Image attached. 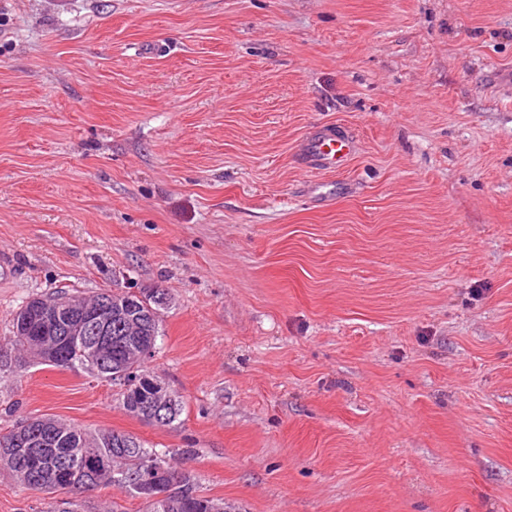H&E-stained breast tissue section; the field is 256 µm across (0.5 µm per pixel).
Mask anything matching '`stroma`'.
Wrapping results in <instances>:
<instances>
[{"instance_id": "obj_1", "label": "stroma", "mask_w": 512, "mask_h": 512, "mask_svg": "<svg viewBox=\"0 0 512 512\" xmlns=\"http://www.w3.org/2000/svg\"><path fill=\"white\" fill-rule=\"evenodd\" d=\"M60 288L167 293L183 411L27 357L0 433L131 434L234 512H512V0H0V348ZM354 148V142L346 133L323 127L303 141L301 155L306 164L335 172L348 166Z\"/></svg>"}]
</instances>
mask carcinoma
Returning a JSON list of instances; mask_svg holds the SVG:
<instances>
[{"label": "carcinoma", "mask_w": 512, "mask_h": 512, "mask_svg": "<svg viewBox=\"0 0 512 512\" xmlns=\"http://www.w3.org/2000/svg\"><path fill=\"white\" fill-rule=\"evenodd\" d=\"M119 302L123 312L120 315L112 314V344L103 351L102 363L87 365L88 350L80 342L63 347L61 359L68 369L86 368L101 378L123 386V409L152 424L155 406L152 393L145 385V379L150 374L142 368L137 369L136 374L143 378L137 385L132 383L131 377L119 375L127 363V352L120 340L128 342L135 339L154 350L158 337L162 335V320L152 315V309L155 308L152 293L142 292L131 298L121 297ZM38 335L39 332L17 324L11 340L12 346L20 351L33 345ZM181 411L179 397L172 396L160 409L161 425L173 423ZM28 424L55 430L57 435L68 441L64 454H58L57 447L47 446L43 449L44 457L40 465L22 463L20 449L11 447V444L16 438V430L26 428ZM93 457L109 459L111 467L105 470L94 468L90 463ZM150 463L164 468L158 483L161 484V490L168 492V497L163 502L152 500V496L158 492L154 487L133 492V496L143 501L145 512H212L216 501L201 493L192 474L172 466L166 456L145 447L130 434L112 430L110 435L99 437L81 426L48 416L21 419L15 422L8 433H0V465L7 468L23 485L52 493L82 494L110 485L123 489Z\"/></svg>", "instance_id": "obj_1"}]
</instances>
